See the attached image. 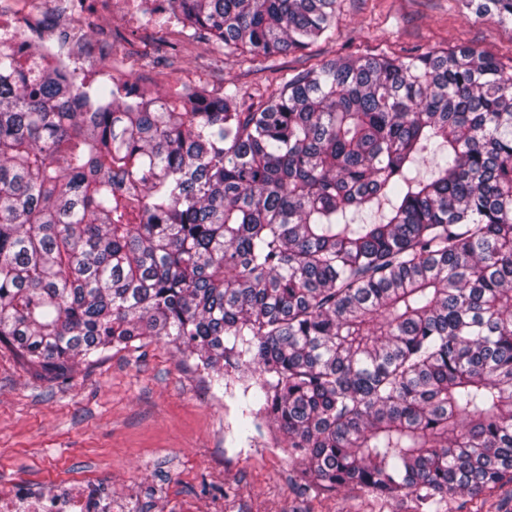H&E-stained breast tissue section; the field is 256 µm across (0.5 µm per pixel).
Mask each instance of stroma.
<instances>
[{
    "mask_svg": "<svg viewBox=\"0 0 512 512\" xmlns=\"http://www.w3.org/2000/svg\"><path fill=\"white\" fill-rule=\"evenodd\" d=\"M85 16L87 40L102 48L116 82L152 92L234 83L244 101L336 57L468 46L512 62V24L463 8L460 0H338L336 31L271 70L226 60L181 27L159 29L113 16ZM180 56L164 59L167 42ZM237 401L210 384L193 361L162 342L133 343L82 362L65 379L47 377L0 348V491L19 485L50 492L61 479L91 475L112 494V512H412L409 499L380 502L291 485L295 465L269 434L244 440Z\"/></svg>",
    "mask_w": 512,
    "mask_h": 512,
    "instance_id": "obj_1",
    "label": "stroma"
}]
</instances>
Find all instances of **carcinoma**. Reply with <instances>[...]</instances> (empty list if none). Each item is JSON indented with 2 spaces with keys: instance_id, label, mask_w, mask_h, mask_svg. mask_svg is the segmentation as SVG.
<instances>
[{
  "instance_id": "obj_1",
  "label": "carcinoma",
  "mask_w": 512,
  "mask_h": 512,
  "mask_svg": "<svg viewBox=\"0 0 512 512\" xmlns=\"http://www.w3.org/2000/svg\"><path fill=\"white\" fill-rule=\"evenodd\" d=\"M337 0H154L263 66ZM512 24V0H464ZM166 341L301 480L416 512L512 484V67L333 59L244 106L78 84L0 45V344L56 377Z\"/></svg>"
}]
</instances>
